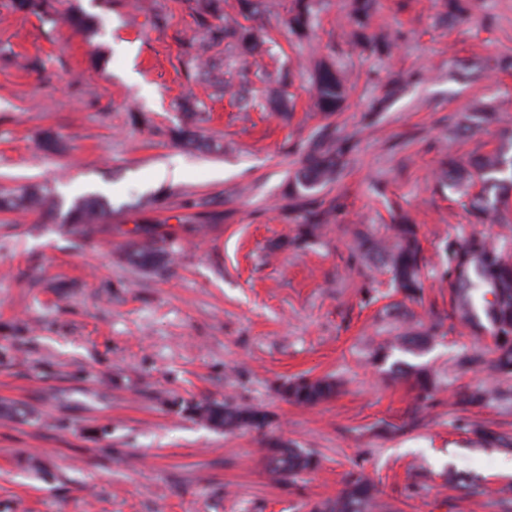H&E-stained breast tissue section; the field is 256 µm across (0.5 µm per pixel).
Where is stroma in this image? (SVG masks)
<instances>
[{
	"mask_svg": "<svg viewBox=\"0 0 512 512\" xmlns=\"http://www.w3.org/2000/svg\"><path fill=\"white\" fill-rule=\"evenodd\" d=\"M252 25L261 54L226 61L217 83L197 80L187 45L206 31L191 0H52L51 16L0 0V195L46 188L65 202L96 195L112 206L104 232L65 233L49 216L0 212V512H307L336 497L350 473L371 479L393 512H504L496 490L504 449L468 431L478 421L512 436V403L467 412L458 391L512 377L460 359L478 347L455 317L448 287L429 278L422 319L447 335L421 360L444 386L415 412L404 382H384L367 357L387 333L375 315L396 295L386 275L348 262L363 224L407 217L430 263L471 232L457 196L438 182L446 154L468 158L512 128V0H470L471 19L446 23L435 0H380L371 31L389 34L378 57L351 34L345 0H320L311 39L288 33L286 0ZM89 18L86 32L67 16ZM330 61L348 79L332 121L357 143L342 178L336 222L308 247H285L295 223L284 189L297 147L323 125L303 65ZM248 69L257 96H292L291 120L243 112L223 85ZM289 72L292 82L266 83ZM396 94L379 102L382 85ZM489 103L500 121L462 133L448 117ZM202 110L200 147L170 136ZM57 141L46 151V138ZM163 167L178 179L156 180ZM209 201L201 222L194 202ZM153 224L176 248L165 273L132 266V231ZM307 374L344 387L311 408L279 386ZM255 405L266 433L216 430L190 417L198 402ZM315 454L291 480L263 464L268 439ZM473 481L478 493L447 485Z\"/></svg>",
	"mask_w": 512,
	"mask_h": 512,
	"instance_id": "1",
	"label": "stroma"
}]
</instances>
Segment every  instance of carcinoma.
<instances>
[{
    "instance_id": "cac0c4a2",
    "label": "carcinoma",
    "mask_w": 512,
    "mask_h": 512,
    "mask_svg": "<svg viewBox=\"0 0 512 512\" xmlns=\"http://www.w3.org/2000/svg\"><path fill=\"white\" fill-rule=\"evenodd\" d=\"M238 12L246 20L260 13L263 0H237ZM23 12L40 15L51 9L49 0H17ZM348 18L361 41L375 12L376 0H347ZM444 16L468 19V7L463 0H444ZM193 10L200 25L210 34V40L225 43L246 55L258 49L252 28L240 23L224 25V0H194ZM288 27L299 41L308 38L318 24V0H291L287 8ZM218 23L211 24L209 19ZM313 89L317 107L330 115L340 108L346 97L344 76L327 62H319L313 71ZM497 113L483 106L462 118V122L493 123ZM499 144L491 151L475 154L461 162L448 156L440 162L442 185L467 199L466 211L472 224H503L512 211V130L499 131ZM355 144L325 125L300 149V168L289 178L287 196L290 214L296 222V234L284 246L299 248L316 239L322 225L330 223L338 205H329L317 198L324 187L338 181ZM18 208L42 212L61 219L76 235L89 237L102 228L110 206L96 196L74 201L68 209L63 202L48 193L29 188L17 197H1L0 210ZM146 240L130 242L128 262L139 268L163 271L172 250L166 248L164 237H155L147 227H138ZM444 262L438 271L441 281L448 283L454 311L469 332L478 336L487 331L492 344L476 351L469 361L486 365L490 372L512 374V262L503 248L491 243L481 232L474 231L461 240L445 243ZM352 263H371L390 275V280L408 300L421 297L425 281V258L418 238V227L405 219L391 227L387 237L371 229L357 234ZM442 321L417 322L398 338V344L381 346L371 357L382 368L398 350L415 356L430 347L440 336ZM386 374L395 381L404 380L416 391V402L427 406L434 401L439 389L437 374L426 364L395 361ZM341 383L333 377L302 376L280 386V394L291 404L314 407L328 402L339 393ZM507 397V391L478 386L457 393L460 404L477 406ZM194 418L226 432L239 429L262 431L271 422L267 412L243 405L196 403L190 408ZM266 470L274 477L286 480L319 467L313 454L280 438L267 441L263 456ZM310 512H385L374 484L366 477L350 476L345 488L334 499L311 505Z\"/></svg>"
}]
</instances>
